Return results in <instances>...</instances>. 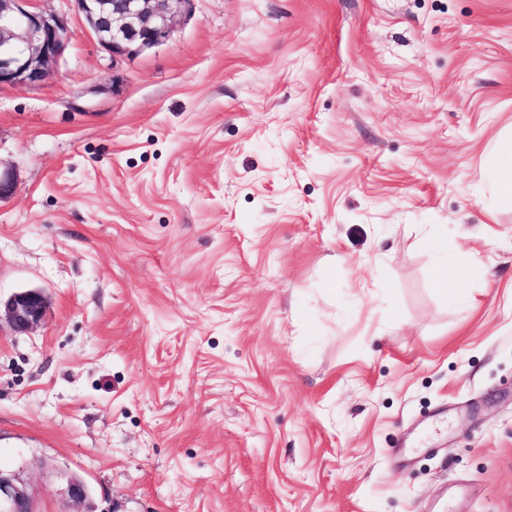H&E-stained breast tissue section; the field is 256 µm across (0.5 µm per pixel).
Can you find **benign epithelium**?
Segmentation results:
<instances>
[{"mask_svg": "<svg viewBox=\"0 0 512 512\" xmlns=\"http://www.w3.org/2000/svg\"><path fill=\"white\" fill-rule=\"evenodd\" d=\"M38 0H0V88L35 85L49 73L70 38L66 15L47 12ZM85 27L112 62L138 56L164 43L194 0H73ZM48 302L40 289H26L0 300V324L27 334L44 322ZM66 492L77 505L87 499L86 483L67 479ZM0 512H35L29 486L0 469Z\"/></svg>", "mask_w": 512, "mask_h": 512, "instance_id": "7a95c632", "label": "benign epithelium"}]
</instances>
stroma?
Listing matches in <instances>:
<instances>
[{
    "label": "stroma",
    "mask_w": 512,
    "mask_h": 512,
    "mask_svg": "<svg viewBox=\"0 0 512 512\" xmlns=\"http://www.w3.org/2000/svg\"><path fill=\"white\" fill-rule=\"evenodd\" d=\"M0 90V468L36 512H512V0H72ZM195 0H72L85 27L112 63L164 43ZM47 311V298L41 289L15 292L6 301L0 297V331L4 322L15 333H30L41 326Z\"/></svg>",
    "instance_id": "obj_1"
}]
</instances>
